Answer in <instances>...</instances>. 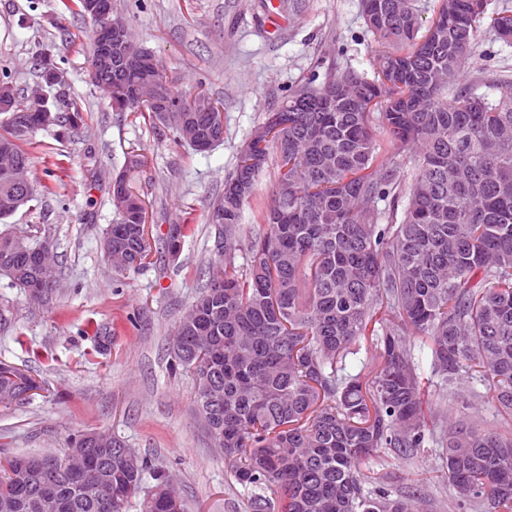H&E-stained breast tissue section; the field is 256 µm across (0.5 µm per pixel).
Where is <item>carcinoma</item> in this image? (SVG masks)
Listing matches in <instances>:
<instances>
[{"instance_id": "obj_1", "label": "carcinoma", "mask_w": 512, "mask_h": 512, "mask_svg": "<svg viewBox=\"0 0 512 512\" xmlns=\"http://www.w3.org/2000/svg\"><path fill=\"white\" fill-rule=\"evenodd\" d=\"M361 13L381 47L373 77L330 73L289 89L263 121L282 128L261 148L249 141L224 182L246 181L241 201L223 194L210 207L224 215V248L177 325L171 367L192 378L249 512H512V81L480 94L458 89L482 37L512 44L499 32L512 3L490 13L486 0H437L438 19L426 23L418 0H361ZM140 78L136 68L126 75L122 111L194 149L224 139V124L191 111L182 92L172 91L168 112L135 102ZM386 80L388 96L373 101ZM46 86L24 95L0 74L13 103L0 120V157L29 168L33 134L60 139L86 124L81 108L47 97ZM271 165L273 202L246 226L242 207ZM22 195L0 170V221ZM129 196L130 206L113 204L118 218L103 239L121 274L151 253L144 205ZM189 231L170 225L164 253L177 257ZM42 245L0 232V267L13 269L11 286L50 302ZM364 343L374 346V367L346 372ZM40 389L28 371L0 362L1 407ZM487 405L500 412L495 428L482 423ZM86 435L72 438L86 446L85 474L68 467V451L51 472L40 470L46 454L0 453V507L39 512L50 495L54 512H126L138 496L140 512H184L168 471L119 455L116 437L94 446ZM431 443L444 449L448 503L436 505L421 479L397 494L365 489L373 456L408 462Z\"/></svg>"}]
</instances>
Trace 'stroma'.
<instances>
[{"mask_svg": "<svg viewBox=\"0 0 512 512\" xmlns=\"http://www.w3.org/2000/svg\"><path fill=\"white\" fill-rule=\"evenodd\" d=\"M183 91L204 92L224 105V139L198 153L159 136L143 119L109 107L91 84L85 54L93 24L63 11L60 0H0V69L15 88L38 82L36 55L55 47L65 56L70 99L86 125L60 140L38 132L32 174L47 184L37 211L19 209L0 222L13 231L49 235L61 288L50 305L29 303L0 276V361L27 369L42 384L22 404L0 407V435L12 455L56 453L84 429L105 430L172 474L185 512H248L247 493L204 429L190 376L169 368L174 332L206 283L214 230L209 207L255 126L288 88L326 72L369 71L374 38L361 0H115ZM512 78V47L483 39L465 80ZM142 166L127 169L131 153ZM128 170L146 207L154 250L168 227L189 216L191 230L176 261L113 273L101 248L116 219L109 201L113 175ZM371 476L404 490L428 474L429 495H447L442 450L432 446L410 463L368 464Z\"/></svg>", "mask_w": 512, "mask_h": 512, "instance_id": "obj_1", "label": "stroma"}]
</instances>
